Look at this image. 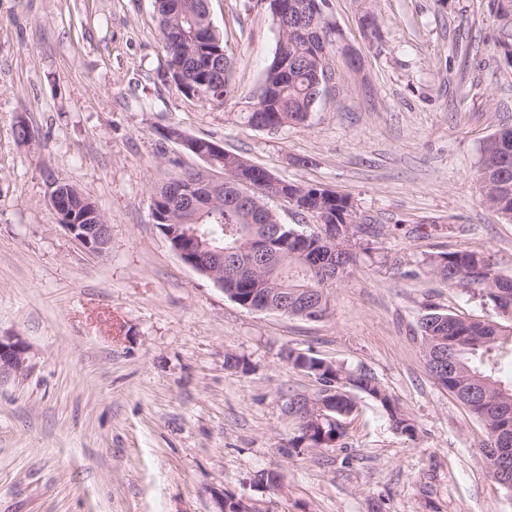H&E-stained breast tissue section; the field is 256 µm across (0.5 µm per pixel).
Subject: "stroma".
Segmentation results:
<instances>
[{
    "label": "stroma",
    "instance_id": "stroma-1",
    "mask_svg": "<svg viewBox=\"0 0 512 512\" xmlns=\"http://www.w3.org/2000/svg\"><path fill=\"white\" fill-rule=\"evenodd\" d=\"M209 8L233 59L221 107L166 81L153 0H0V335L22 337L34 366L0 383V512H217L218 492L262 512H512L483 424L430 375L418 328L431 307L497 318L432 278L429 255L474 250L512 278V223L477 180L484 142L512 124L489 0H329L335 87L308 126L276 131L248 120L271 16L256 0ZM169 128L367 217L321 319L243 309L171 249L150 196L201 162ZM57 181L108 219L105 254L61 224ZM228 352L246 370L225 368ZM295 354L373 374L414 436L361 395L344 437L292 448L284 405L317 390ZM262 471L282 486L257 484Z\"/></svg>",
    "mask_w": 512,
    "mask_h": 512
}]
</instances>
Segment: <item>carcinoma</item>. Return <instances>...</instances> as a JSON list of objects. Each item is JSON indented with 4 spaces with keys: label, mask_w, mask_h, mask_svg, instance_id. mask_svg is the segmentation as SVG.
<instances>
[{
    "label": "carcinoma",
    "mask_w": 512,
    "mask_h": 512,
    "mask_svg": "<svg viewBox=\"0 0 512 512\" xmlns=\"http://www.w3.org/2000/svg\"><path fill=\"white\" fill-rule=\"evenodd\" d=\"M492 10L504 21L498 45L506 63L512 67V0H490ZM292 13L276 24L277 42L287 48V57L272 59L263 84L264 111L249 113L250 124H264L280 129L309 125L315 107L314 97L324 96L333 84L335 70L330 62L316 66V55L327 44L328 54L335 51L333 33L322 27L309 29L305 16L310 0H293ZM202 0H154L158 16V35L166 53V70L180 73L186 79L182 95L211 90L199 99L204 105L221 106L233 89L229 84L231 59L226 50L224 33L213 23L198 25ZM507 175L509 188L502 190V175ZM196 173H179L175 178L190 187L189 194L198 203L195 209L184 206L181 198L170 193L168 185L156 188L151 200L156 202L163 220L158 225L190 224L211 245L226 250H240L244 263L242 274L255 295L273 294L288 297L294 306L305 296L321 298L325 279L318 277L300 257L288 250L285 234H294L291 224H283L278 211L270 206L273 197L259 191L244 203L238 202L242 189L240 176L224 172L218 183L199 184ZM478 180L484 181L483 201L495 214L512 221V125H505L484 143L478 169ZM283 192L295 214L315 216L316 223L339 229L344 224L359 227L366 218L350 197L316 185H301L281 180ZM70 213L78 221L92 212L95 202L74 184H64ZM285 230L275 233L277 225ZM251 241L265 243L263 259L252 257ZM428 273L451 288H464L478 294L495 309L498 320L463 319L448 312L429 309L419 320L423 352L436 347L448 352L458 366L455 377L440 385L454 393L487 429L504 426L503 411L512 410V386H504L492 372L481 366L482 358L500 340L512 336V282L500 275L481 254L458 249L432 255L425 260ZM296 366H304L318 382L336 389V406L330 416L336 422L307 423L293 439L291 447H326L341 438L356 412L353 392H360L379 403L387 412L393 429L409 437L415 425L399 409L395 400L377 379L362 370H352L338 363H325L317 357L289 356Z\"/></svg>",
    "instance_id": "obj_1"
}]
</instances>
